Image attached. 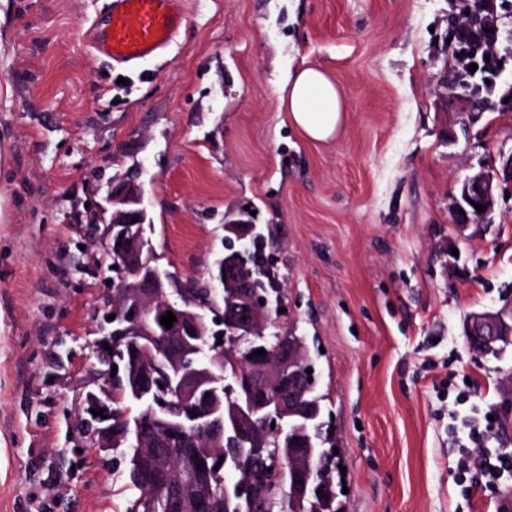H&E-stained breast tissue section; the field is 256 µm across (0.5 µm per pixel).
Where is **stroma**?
<instances>
[{
  "mask_svg": "<svg viewBox=\"0 0 512 512\" xmlns=\"http://www.w3.org/2000/svg\"><path fill=\"white\" fill-rule=\"evenodd\" d=\"M453 0H186L141 80L81 32L109 0H0V512H127L129 451H98L99 326L116 272L89 204L135 173L156 266L206 283L224 226L258 224L284 282L281 329L317 337L344 512H500L463 501L443 384L469 378L512 450V346L473 352L471 314L512 306V182L460 229L463 180L512 154V110L444 87ZM324 70L346 104L313 143L280 109L288 69Z\"/></svg>",
  "mask_w": 512,
  "mask_h": 512,
  "instance_id": "obj_1",
  "label": "stroma"
}]
</instances>
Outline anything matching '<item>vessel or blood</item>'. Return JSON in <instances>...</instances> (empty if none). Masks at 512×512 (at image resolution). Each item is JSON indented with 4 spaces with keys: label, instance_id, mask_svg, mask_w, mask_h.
<instances>
[{
    "label": "vessel or blood",
    "instance_id": "1",
    "mask_svg": "<svg viewBox=\"0 0 512 512\" xmlns=\"http://www.w3.org/2000/svg\"><path fill=\"white\" fill-rule=\"evenodd\" d=\"M185 22V0H112L106 17L83 38L112 64L138 66L167 49Z\"/></svg>",
    "mask_w": 512,
    "mask_h": 512
}]
</instances>
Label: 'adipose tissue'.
<instances>
[{
    "mask_svg": "<svg viewBox=\"0 0 512 512\" xmlns=\"http://www.w3.org/2000/svg\"><path fill=\"white\" fill-rule=\"evenodd\" d=\"M282 109L291 125L308 139H332L344 119L345 105L335 83L321 70L304 67L280 87Z\"/></svg>",
    "mask_w": 512,
    "mask_h": 512,
    "instance_id": "obj_1",
    "label": "adipose tissue"
}]
</instances>
